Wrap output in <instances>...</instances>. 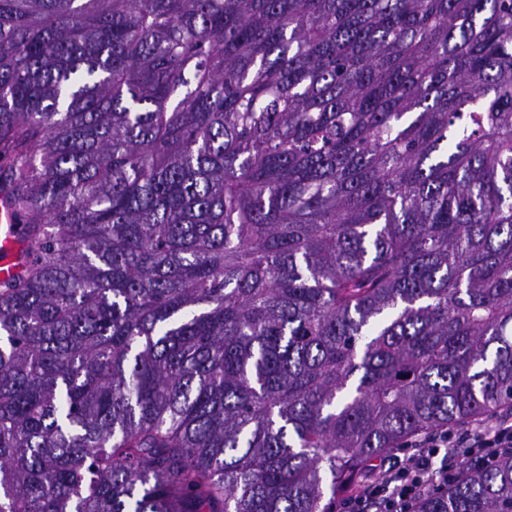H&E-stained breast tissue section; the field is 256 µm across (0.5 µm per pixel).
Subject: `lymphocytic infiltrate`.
<instances>
[{
  "label": "lymphocytic infiltrate",
  "mask_w": 512,
  "mask_h": 512,
  "mask_svg": "<svg viewBox=\"0 0 512 512\" xmlns=\"http://www.w3.org/2000/svg\"><path fill=\"white\" fill-rule=\"evenodd\" d=\"M512 453V418L495 416L479 429H443L405 444L373 476L359 480L343 512H413L422 497L439 492L474 461L494 463Z\"/></svg>",
  "instance_id": "1"
}]
</instances>
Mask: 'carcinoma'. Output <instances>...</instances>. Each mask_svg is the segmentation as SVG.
I'll list each match as a JSON object with an SVG mask.
<instances>
[{"mask_svg":"<svg viewBox=\"0 0 512 512\" xmlns=\"http://www.w3.org/2000/svg\"><path fill=\"white\" fill-rule=\"evenodd\" d=\"M0 203V512H336L512 413V0H0Z\"/></svg>","mask_w":512,"mask_h":512,"instance_id":"obj_1","label":"carcinoma"}]
</instances>
